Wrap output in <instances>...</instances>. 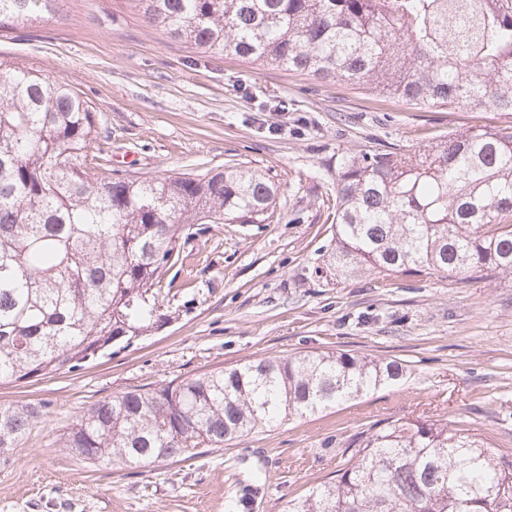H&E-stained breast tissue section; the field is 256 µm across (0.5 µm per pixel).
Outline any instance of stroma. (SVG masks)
<instances>
[{"instance_id": "stroma-1", "label": "stroma", "mask_w": 512, "mask_h": 512, "mask_svg": "<svg viewBox=\"0 0 512 512\" xmlns=\"http://www.w3.org/2000/svg\"><path fill=\"white\" fill-rule=\"evenodd\" d=\"M140 0H55L0 26V59L65 79L92 105L113 173L205 175L243 166L279 188L262 224H213L166 274L159 330L82 369L0 385V404L46 412L0 468V512H225L265 471L252 512H282L336 469L352 434L392 419L457 422L512 454V276H337L336 155L420 142L512 112L418 110L148 27ZM394 359L396 384L223 448L135 470L87 464L60 438L82 408L131 389L303 352Z\"/></svg>"}]
</instances>
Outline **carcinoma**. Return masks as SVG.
I'll return each mask as SVG.
<instances>
[{
	"label": "carcinoma",
	"instance_id": "obj_1",
	"mask_svg": "<svg viewBox=\"0 0 512 512\" xmlns=\"http://www.w3.org/2000/svg\"><path fill=\"white\" fill-rule=\"evenodd\" d=\"M52 0H0V25ZM146 21L201 53L339 82L417 108L512 112V0H145ZM96 112L66 81L0 61V384L81 369L159 329V296L195 224H261L278 188L239 167L100 176ZM338 276L512 275V127L336 156ZM393 359L304 353L217 368L83 409L62 442L145 468L222 448L400 380ZM34 407L0 405V466ZM284 512H512V458L458 425L390 420ZM256 477L227 512H251Z\"/></svg>",
	"mask_w": 512,
	"mask_h": 512
}]
</instances>
